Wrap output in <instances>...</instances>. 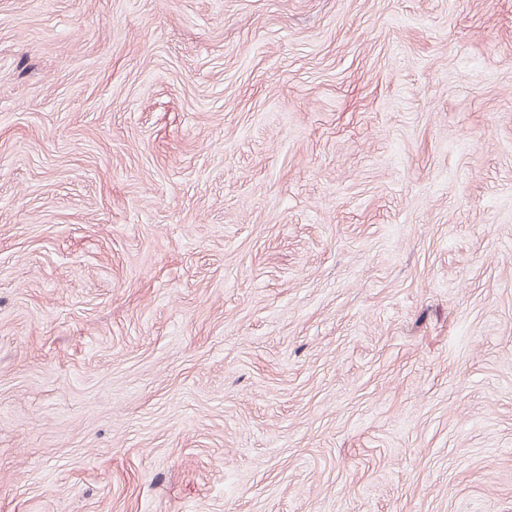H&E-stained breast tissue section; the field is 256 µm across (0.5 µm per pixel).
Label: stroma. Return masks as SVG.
I'll list each match as a JSON object with an SVG mask.
<instances>
[{
	"label": "stroma",
	"instance_id": "35a3bbf8",
	"mask_svg": "<svg viewBox=\"0 0 512 512\" xmlns=\"http://www.w3.org/2000/svg\"><path fill=\"white\" fill-rule=\"evenodd\" d=\"M0 512H512V0H0Z\"/></svg>",
	"mask_w": 512,
	"mask_h": 512
}]
</instances>
